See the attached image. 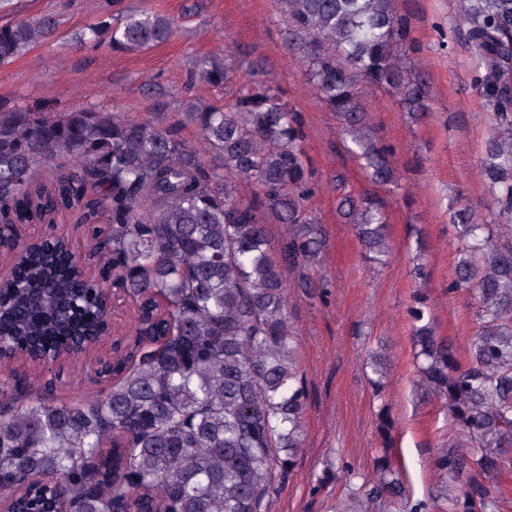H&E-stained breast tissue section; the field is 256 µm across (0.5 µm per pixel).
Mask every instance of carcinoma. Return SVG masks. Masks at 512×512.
Here are the masks:
<instances>
[{
    "label": "carcinoma",
    "mask_w": 512,
    "mask_h": 512,
    "mask_svg": "<svg viewBox=\"0 0 512 512\" xmlns=\"http://www.w3.org/2000/svg\"><path fill=\"white\" fill-rule=\"evenodd\" d=\"M284 40L309 83L336 113L351 155L375 183L402 189L393 151L370 134L366 88L395 93L413 114L428 111L424 80L400 64L413 49L394 0H276ZM465 38L482 70V96L500 117L482 174L495 207L476 221L459 209L461 238L452 291L477 302L471 357L410 309L417 387L442 403L448 447L434 458L444 482L437 512H497L492 494L512 453V0H459ZM46 20L0 26V65L35 44ZM169 19L145 15L84 34L92 45L148 48L169 39ZM258 61L237 71L216 56L200 74L224 85V105L190 101L165 128L104 109L46 112L0 107V221L90 224L105 255L94 288L71 273L63 252L25 249L0 291V336L47 348L96 330L98 297L117 282L136 303L158 301L162 351L142 345L117 365L103 395L64 400L47 387L21 401L0 382V496L27 491L28 512H52L51 488L67 487L73 512H269L277 479L303 447L307 393L290 323L284 270L311 266L324 241L308 209L312 172L298 111ZM193 124L209 146L204 160L181 135ZM248 185L254 198H240ZM365 257L393 254L382 208L345 191L337 203ZM289 236L276 248L268 225ZM394 421L378 413L381 439ZM374 485L338 512H376L403 498L388 453Z\"/></svg>",
    "instance_id": "carcinoma-1"
}]
</instances>
